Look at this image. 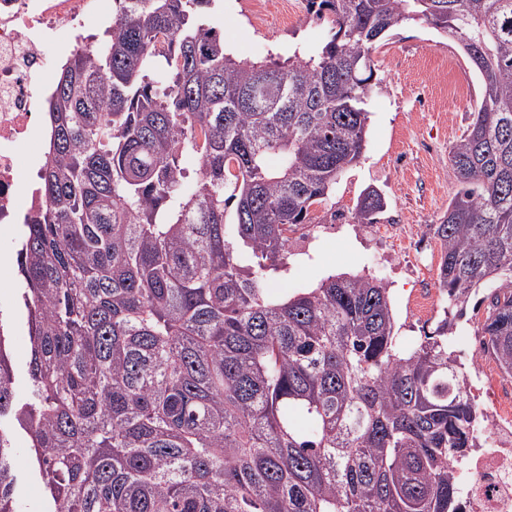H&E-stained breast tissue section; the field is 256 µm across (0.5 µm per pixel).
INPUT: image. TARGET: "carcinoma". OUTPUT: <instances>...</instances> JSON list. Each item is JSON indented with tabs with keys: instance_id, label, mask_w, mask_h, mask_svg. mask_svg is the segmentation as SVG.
<instances>
[{
	"instance_id": "obj_1",
	"label": "carcinoma",
	"mask_w": 512,
	"mask_h": 512,
	"mask_svg": "<svg viewBox=\"0 0 512 512\" xmlns=\"http://www.w3.org/2000/svg\"><path fill=\"white\" fill-rule=\"evenodd\" d=\"M212 2L115 0L112 36L51 76L17 251L24 396L0 327V512H20L7 422L31 438L42 512H462L485 412L448 344L512 274V0H307L330 39L282 63L227 52ZM419 19L485 90L430 225L447 311L405 344L373 277L267 280L362 152L373 44ZM383 210L365 192L354 219ZM480 336L512 377L511 288Z\"/></svg>"
}]
</instances>
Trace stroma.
<instances>
[{
	"label": "stroma",
	"mask_w": 512,
	"mask_h": 512,
	"mask_svg": "<svg viewBox=\"0 0 512 512\" xmlns=\"http://www.w3.org/2000/svg\"><path fill=\"white\" fill-rule=\"evenodd\" d=\"M252 0H217L210 14L224 30V45L234 55L251 60L272 56L315 54L329 39L325 22L310 20L306 0H289L290 7L265 21H257ZM375 76L367 101L369 122L362 156L338 178L318 209L342 220L300 226L291 238L279 269L270 272L268 285L279 293L316 286L332 273H367L388 288L401 340L415 341L434 331L447 305L437 287L440 245L430 227L438 223L459 184L448 167V152L461 137L479 104L483 82L457 40L423 20L403 25L376 43L372 53ZM378 189L387 207L377 224L393 234H377V224H358L353 211L367 188ZM512 283L502 276L473 296L471 308L459 321L458 351L477 403H484V369L464 352L460 337L473 335L484 320V298ZM21 282L16 266L0 269V309L10 311L7 331L18 393L30 387V341L17 306ZM435 299L428 315H420L421 296ZM17 495L24 512H39L42 486L35 474L31 441L13 429Z\"/></svg>",
	"instance_id": "obj_1"
}]
</instances>
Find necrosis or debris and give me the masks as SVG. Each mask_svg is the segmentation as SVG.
Instances as JSON below:
<instances>
[{"instance_id": "1", "label": "necrosis or debris", "mask_w": 512, "mask_h": 512, "mask_svg": "<svg viewBox=\"0 0 512 512\" xmlns=\"http://www.w3.org/2000/svg\"><path fill=\"white\" fill-rule=\"evenodd\" d=\"M112 16V0H0V225L25 223L38 196V156L21 159L42 135L47 75L61 49L89 51L90 19ZM463 512H512V446L476 450L460 473Z\"/></svg>"}]
</instances>
